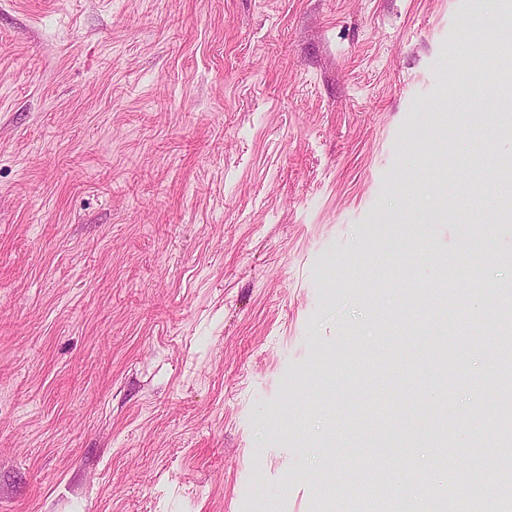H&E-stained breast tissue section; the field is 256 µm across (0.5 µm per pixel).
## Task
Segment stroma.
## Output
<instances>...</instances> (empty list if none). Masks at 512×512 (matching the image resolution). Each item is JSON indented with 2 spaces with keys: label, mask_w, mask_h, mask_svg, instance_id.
Instances as JSON below:
<instances>
[{
  "label": "stroma",
  "mask_w": 512,
  "mask_h": 512,
  "mask_svg": "<svg viewBox=\"0 0 512 512\" xmlns=\"http://www.w3.org/2000/svg\"><path fill=\"white\" fill-rule=\"evenodd\" d=\"M510 14L0 0V512H350L408 467L414 512L474 455L497 477L512 80L459 65Z\"/></svg>",
  "instance_id": "1"
}]
</instances>
